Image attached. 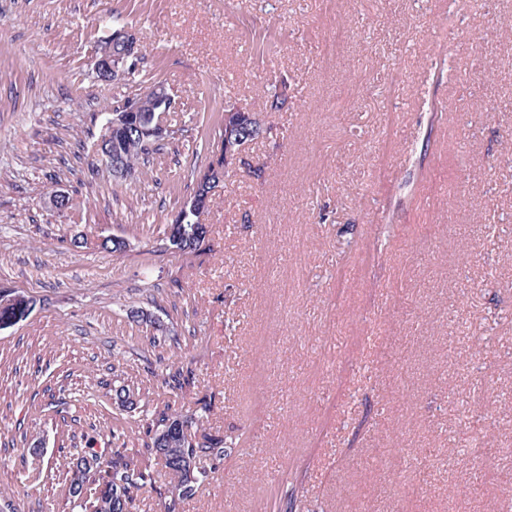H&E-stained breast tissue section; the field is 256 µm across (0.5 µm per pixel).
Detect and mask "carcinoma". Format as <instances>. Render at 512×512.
I'll return each instance as SVG.
<instances>
[{
  "mask_svg": "<svg viewBox=\"0 0 512 512\" xmlns=\"http://www.w3.org/2000/svg\"><path fill=\"white\" fill-rule=\"evenodd\" d=\"M292 89L288 77L277 76L271 82V92L264 101V111L279 112L288 105ZM230 141L225 119L218 118L206 141L207 152L214 157L224 153ZM163 149V139H140L135 131L113 134L99 153L101 163L110 173L119 164L125 174L115 177L116 186L133 178L140 166L150 163V157ZM207 212L188 213L182 224H169L166 243L178 240L179 253L198 252L208 233L201 216ZM0 319L8 313L23 312L31 300L14 293L0 296ZM192 372L176 370L162 379L161 385L172 391L191 384ZM116 429L112 436L121 437L127 430L144 429L141 446L129 448L122 441L112 448L109 460L102 462L94 451H88L67 464L68 494L78 512H127L136 499L157 490V483L167 479L168 504L166 512H179V505L193 497L209 480V471L201 461L224 456V439L197 429V423L188 417L169 412V406L154 407L152 422L142 423L135 416V402L130 390H122L115 401Z\"/></svg>",
  "mask_w": 512,
  "mask_h": 512,
  "instance_id": "carcinoma-1",
  "label": "carcinoma"
}]
</instances>
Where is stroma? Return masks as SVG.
<instances>
[{
    "label": "stroma",
    "mask_w": 512,
    "mask_h": 512,
    "mask_svg": "<svg viewBox=\"0 0 512 512\" xmlns=\"http://www.w3.org/2000/svg\"><path fill=\"white\" fill-rule=\"evenodd\" d=\"M108 13L176 101L128 189L93 164L94 113L131 94L88 66ZM506 17L512 0H0V288L35 301L0 330V512H71L65 465L109 458L124 385L227 440L183 512H512ZM279 75L293 97L264 111ZM224 99L271 132L175 255L163 231ZM58 186L76 209L50 207ZM109 235L123 255L94 248ZM178 369L191 385L162 388Z\"/></svg>",
    "instance_id": "obj_1"
}]
</instances>
